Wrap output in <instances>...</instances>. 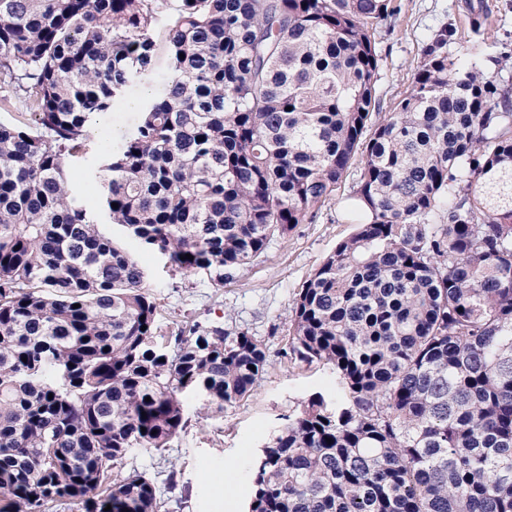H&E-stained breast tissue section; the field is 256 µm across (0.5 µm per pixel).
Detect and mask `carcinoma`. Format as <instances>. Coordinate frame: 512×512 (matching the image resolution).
Instances as JSON below:
<instances>
[{"label": "carcinoma", "instance_id": "carcinoma-1", "mask_svg": "<svg viewBox=\"0 0 512 512\" xmlns=\"http://www.w3.org/2000/svg\"><path fill=\"white\" fill-rule=\"evenodd\" d=\"M392 0H0V512H161L162 451L265 373L245 330L161 334L144 271L67 160L93 117L171 76L133 135L99 140L101 210L221 288L314 220L355 158V232L290 306L291 359L336 372L250 465L248 512H512V92L423 50L381 111ZM118 207H112V204ZM190 254L193 259L185 258ZM151 401H145V398Z\"/></svg>", "mask_w": 512, "mask_h": 512}]
</instances>
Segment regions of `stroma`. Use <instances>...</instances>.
Returning a JSON list of instances; mask_svg holds the SVG:
<instances>
[{
  "mask_svg": "<svg viewBox=\"0 0 512 512\" xmlns=\"http://www.w3.org/2000/svg\"><path fill=\"white\" fill-rule=\"evenodd\" d=\"M400 12L375 35L379 55L376 98L383 111L409 91L422 51L429 40L451 29V53H464L485 78L512 88V0H394ZM480 27H473L472 14ZM154 69L149 81L133 84L110 111L93 120L113 141L130 136L138 124L141 104L156 95L168 72L163 29L154 33ZM359 178L350 167L335 198L319 208L316 219L298 225L285 237L274 238L252 266L237 271L223 287L206 276L174 271L167 258L140 247L118 224L103 225L105 234L129 250L145 273L148 292L162 307L165 330L177 328L184 317L203 326L242 329L264 345L268 366L251 396L225 406L223 412L203 409L189 401L191 422L161 453L142 449L129 453L123 472L139 471L165 491L166 512H247L250 484L246 470L267 441L309 395L336 394V375L329 367L300 364L286 357L288 315L292 298L336 245L355 230L347 214V199ZM178 487L166 492L168 473Z\"/></svg>",
  "mask_w": 512,
  "mask_h": 512,
  "instance_id": "35a3bbf8",
  "label": "stroma"
}]
</instances>
